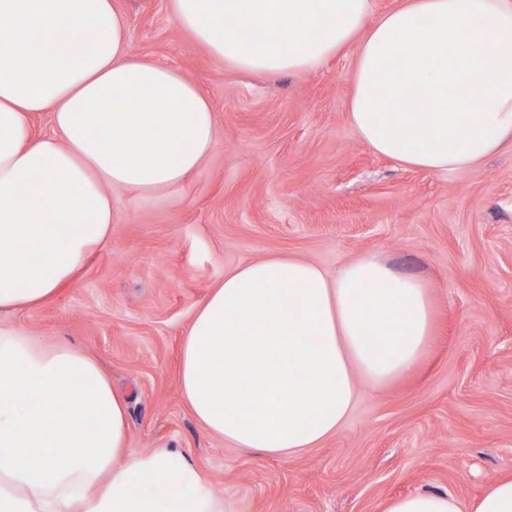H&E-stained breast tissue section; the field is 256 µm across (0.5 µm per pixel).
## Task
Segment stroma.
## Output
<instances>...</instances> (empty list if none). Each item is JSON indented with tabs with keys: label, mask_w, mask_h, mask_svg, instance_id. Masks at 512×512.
Listing matches in <instances>:
<instances>
[{
	"label": "stroma",
	"mask_w": 512,
	"mask_h": 512,
	"mask_svg": "<svg viewBox=\"0 0 512 512\" xmlns=\"http://www.w3.org/2000/svg\"><path fill=\"white\" fill-rule=\"evenodd\" d=\"M131 56L195 81L216 144L179 188L112 190V235L50 303L11 315L81 347L128 402V446L178 448L227 512H378L419 489L469 499L512 472V143L480 165L431 173L377 156L347 120L355 50L307 74L249 75L210 56L167 0H116ZM291 254L335 274L377 254L428 282L438 336L423 372L359 384L324 444L244 451L209 435L178 389L182 337L226 271Z\"/></svg>",
	"instance_id": "stroma-1"
}]
</instances>
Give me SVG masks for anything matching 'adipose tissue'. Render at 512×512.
<instances>
[{
    "instance_id": "obj_1",
    "label": "adipose tissue",
    "mask_w": 512,
    "mask_h": 512,
    "mask_svg": "<svg viewBox=\"0 0 512 512\" xmlns=\"http://www.w3.org/2000/svg\"><path fill=\"white\" fill-rule=\"evenodd\" d=\"M195 44L245 73L303 74L357 54L348 122L375 154L465 170L512 142V0H168ZM115 0H0V314L51 301L112 233L110 189L180 185L215 144L216 113L178 70L131 57ZM51 116L37 134L32 116ZM428 285L376 254L335 277L289 254L224 274L197 306L181 397L210 434L284 455L336 434L355 376L418 372ZM225 512L175 448L127 451V401L72 344L0 323V512ZM380 512H512V473L469 502L420 491Z\"/></svg>"
}]
</instances>
